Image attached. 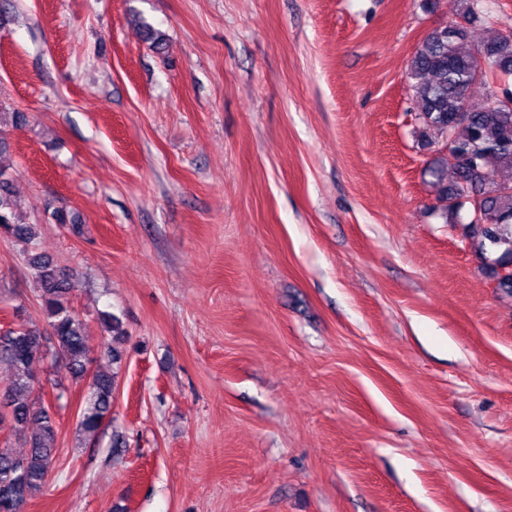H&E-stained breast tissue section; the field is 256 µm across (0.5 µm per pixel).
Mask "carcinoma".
Masks as SVG:
<instances>
[{"instance_id":"1","label":"carcinoma","mask_w":512,"mask_h":512,"mask_svg":"<svg viewBox=\"0 0 512 512\" xmlns=\"http://www.w3.org/2000/svg\"><path fill=\"white\" fill-rule=\"evenodd\" d=\"M483 0H449L453 18L433 29L412 56L407 79L416 109L413 131L423 147L452 143L454 161L438 154L426 168L438 208L449 224H465L466 238L476 242L475 253L498 290L512 297V110L494 104L495 92L474 102L471 88L490 80L512 78V42L504 35L474 48L467 25L475 22ZM492 79H476L479 56ZM477 200L482 220L463 222L461 210ZM0 234L27 245L39 232L35 224H23L16 217L12 181L0 164ZM47 327L40 329L15 309L16 321L0 331V361L11 366L14 375L8 389L0 394V429L8 438L0 444V512H24L29 499L48 482L56 459L58 423L52 406L35 391L36 359L50 360L48 379L60 399L65 381L85 380L88 347L82 318L71 306L73 274L46 255L23 252ZM102 320L111 340L104 354L112 371L91 374L89 395L81 409L79 425L86 433L96 432L112 413L117 378L125 358L126 332L110 314ZM21 441L26 452L12 449Z\"/></svg>"}]
</instances>
